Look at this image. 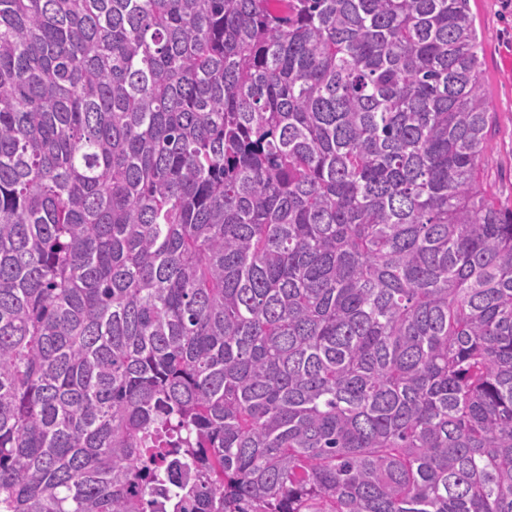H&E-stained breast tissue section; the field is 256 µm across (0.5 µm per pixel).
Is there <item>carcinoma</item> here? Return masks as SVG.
<instances>
[{
	"mask_svg": "<svg viewBox=\"0 0 512 512\" xmlns=\"http://www.w3.org/2000/svg\"><path fill=\"white\" fill-rule=\"evenodd\" d=\"M479 48L469 0H0V512H512Z\"/></svg>",
	"mask_w": 512,
	"mask_h": 512,
	"instance_id": "carcinoma-1",
	"label": "carcinoma"
}]
</instances>
